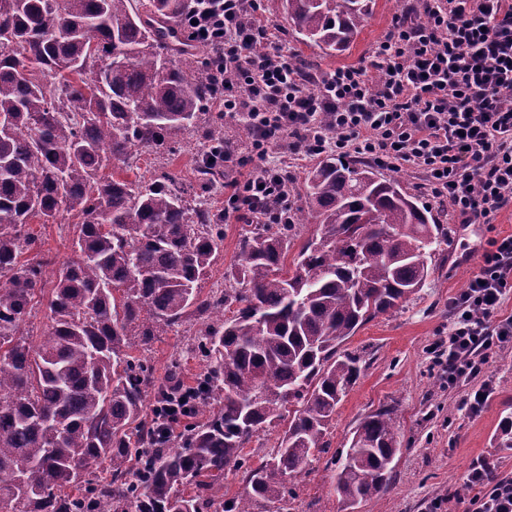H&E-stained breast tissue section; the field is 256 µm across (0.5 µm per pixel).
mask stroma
<instances>
[{"instance_id":"35a3bbf8","label":"stroma","mask_w":512,"mask_h":512,"mask_svg":"<svg viewBox=\"0 0 512 512\" xmlns=\"http://www.w3.org/2000/svg\"><path fill=\"white\" fill-rule=\"evenodd\" d=\"M261 12L280 28L291 53L304 55L316 72L326 74L370 56L389 30L399 6L396 0H371L370 13L358 36L345 51L332 53L298 41L288 26L282 0H261ZM208 118V124L179 133L173 152L133 149L122 166L124 177L147 182L168 172L181 180L189 194L206 199L211 207L223 208V184L204 188L197 182L200 152L211 126H223L225 138L239 144L247 141L248 130L242 124L225 121L223 113L213 108ZM437 215L449 230L448 242L426 286L397 313L366 323L347 343L348 349L363 353L365 367L336 409L329 434L332 450L348 447L358 424L382 406L393 408L402 442L388 490L363 512H435V503L451 496L456 499L458 512H467L470 497L460 494L459 489L463 475L479 458L493 462L497 476H512V449L506 447L502 432L505 418H512V350L493 363L496 389L476 416L461 403L464 387H449L447 373L429 352L432 343L448 334V299L466 288L477 269L479 245L512 235V207L490 224L464 226L445 209L438 210ZM78 220L77 212L67 210L57 212L50 220L32 218L27 229L37 237V252L58 261L69 258L73 253L72 236L63 227ZM248 229L242 221L225 225L224 249L201 283L203 292L219 284L235 287L238 245ZM195 332V326L185 324L153 338L146 357L155 377H163L171 361L176 360L185 381H192L201 370L189 352ZM295 483L298 497L291 512H311L309 505L314 501L322 512H340L325 461L313 462Z\"/></svg>"}]
</instances>
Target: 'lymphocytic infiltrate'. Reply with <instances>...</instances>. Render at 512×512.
<instances>
[{
    "mask_svg": "<svg viewBox=\"0 0 512 512\" xmlns=\"http://www.w3.org/2000/svg\"><path fill=\"white\" fill-rule=\"evenodd\" d=\"M424 19L395 16L368 60L307 86L258 0H188L192 40L210 48L217 105L250 132V168L224 184V219L284 224L293 202L269 151L295 158L363 156L423 173L431 199L461 224H489L512 206V0H425ZM333 118L334 133L319 127ZM512 235L488 241L464 290L448 301V337L433 343L449 386L471 382L462 403L479 413L493 392L490 366L512 349ZM476 512H512V478L485 461L462 477Z\"/></svg>",
    "mask_w": 512,
    "mask_h": 512,
    "instance_id": "obj_1",
    "label": "lymphocytic infiltrate"
}]
</instances>
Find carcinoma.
Here are the masks:
<instances>
[{
  "instance_id": "cac0c4a2",
  "label": "carcinoma",
  "mask_w": 512,
  "mask_h": 512,
  "mask_svg": "<svg viewBox=\"0 0 512 512\" xmlns=\"http://www.w3.org/2000/svg\"><path fill=\"white\" fill-rule=\"evenodd\" d=\"M288 24L327 52L347 48L365 0H282ZM0 0V512H254L295 498L293 479L327 454L336 407L362 371L343 348L419 291L448 241L399 180L367 163L322 160L305 179L307 214L256 224L231 288L201 295L224 245V214L192 204L171 174L104 173L135 146L161 153L217 95L196 55L175 65L155 20L184 0ZM78 210L74 257L30 260L28 220ZM319 224L286 261L306 217ZM49 310L39 342L22 326ZM233 310L231 317L223 312ZM203 364L207 418L155 445L145 399L181 384L133 355L187 319ZM285 422L272 452H245ZM401 453L381 407L328 460L342 512L385 493ZM244 492L226 499L224 472Z\"/></svg>"
}]
</instances>
